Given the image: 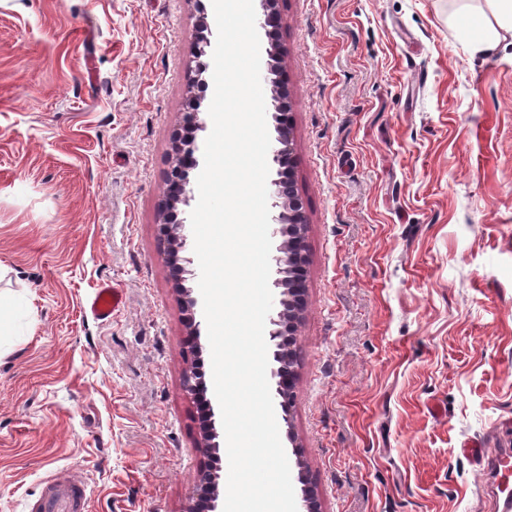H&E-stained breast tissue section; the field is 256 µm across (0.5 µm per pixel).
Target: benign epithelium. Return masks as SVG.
Instances as JSON below:
<instances>
[{
	"label": "benign epithelium",
	"mask_w": 512,
	"mask_h": 512,
	"mask_svg": "<svg viewBox=\"0 0 512 512\" xmlns=\"http://www.w3.org/2000/svg\"><path fill=\"white\" fill-rule=\"evenodd\" d=\"M262 15L259 24L268 38L266 50L268 61L266 80L273 91L274 137L270 164L276 178L272 180L273 192L272 235L278 241L275 247L272 272V287L277 292V306L268 315L269 356L272 363L273 398L280 407L281 418L287 426L288 440L296 438L291 425L292 389L297 377L295 368V347L297 329L306 307V273L308 256L306 253L307 216L302 198L295 188V147L292 126L288 118V95L281 87L279 62L282 48L276 41L279 25V0H261ZM185 135L174 142V151L179 156L168 178L165 203L160 210V231L167 246V259L171 264L177 282L176 292L187 313L185 323L187 336L184 345L187 355L195 358L201 352L199 323L196 321L197 300L192 289L185 286L193 275V263L188 256V236L186 224L180 215L190 207L189 171L199 165L197 132L206 128V123L198 112L184 113ZM186 387L194 397L203 400L198 448L208 463L195 478L194 491L184 512H221L220 493L216 464L220 461L219 443L216 442V414L210 400L205 398L206 389L198 380V371L191 369L186 374ZM298 482L301 484V499L306 512H320L315 490L309 486L304 468H299Z\"/></svg>",
	"instance_id": "obj_1"
}]
</instances>
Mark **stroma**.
<instances>
[{"label":"stroma","mask_w":512,"mask_h":512,"mask_svg":"<svg viewBox=\"0 0 512 512\" xmlns=\"http://www.w3.org/2000/svg\"><path fill=\"white\" fill-rule=\"evenodd\" d=\"M280 0L308 220L291 424L321 512H497L512 449V33ZM211 0H0V512H183L201 455L159 204ZM119 288L112 320L89 301ZM91 492L80 476L67 473L49 482L30 512H88Z\"/></svg>","instance_id":"1"}]
</instances>
